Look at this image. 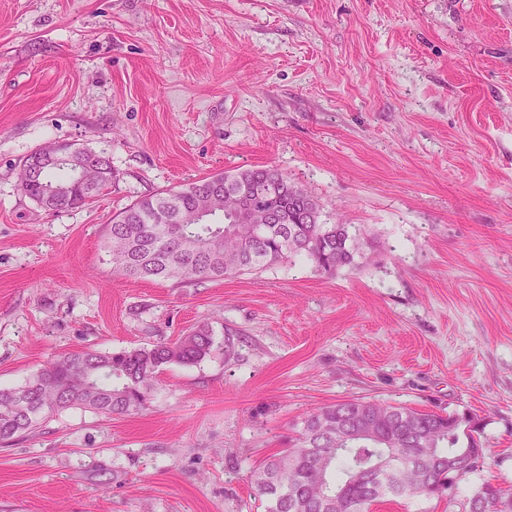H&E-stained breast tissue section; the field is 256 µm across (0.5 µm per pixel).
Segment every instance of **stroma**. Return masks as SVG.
Instances as JSON below:
<instances>
[{"mask_svg":"<svg viewBox=\"0 0 512 512\" xmlns=\"http://www.w3.org/2000/svg\"><path fill=\"white\" fill-rule=\"evenodd\" d=\"M56 142L117 180L51 214L18 173ZM254 166L349 225L357 266L114 272L124 207ZM200 324L211 353L164 367L146 409L0 443V512H264L251 468L348 399L474 418L490 449L453 497L374 512L512 484V0H0V387Z\"/></svg>","mask_w":512,"mask_h":512,"instance_id":"stroma-1","label":"stroma"}]
</instances>
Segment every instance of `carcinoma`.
<instances>
[{"mask_svg": "<svg viewBox=\"0 0 512 512\" xmlns=\"http://www.w3.org/2000/svg\"><path fill=\"white\" fill-rule=\"evenodd\" d=\"M117 179L107 165L85 182L68 166L20 179L22 192L51 214L87 204ZM247 193L274 211L277 224H236L218 208L203 223L181 221L207 204L210 193ZM113 269L137 279L186 282L263 271L304 256L333 273L361 256L347 224L321 222L317 201L276 167L256 166L205 176L128 205L109 225ZM212 330L202 325L174 341L118 352L86 349L42 366L24 385L0 388V441L31 433L48 416L70 408L104 416L145 408L158 374L210 354ZM455 414L351 399L309 413L288 447L251 472L265 512H372L386 499L442 497L460 476L448 458L486 456L489 449ZM459 512H512V487L489 481L458 502Z\"/></svg>", "mask_w": 512, "mask_h": 512, "instance_id": "cac0c4a2", "label": "carcinoma"}]
</instances>
